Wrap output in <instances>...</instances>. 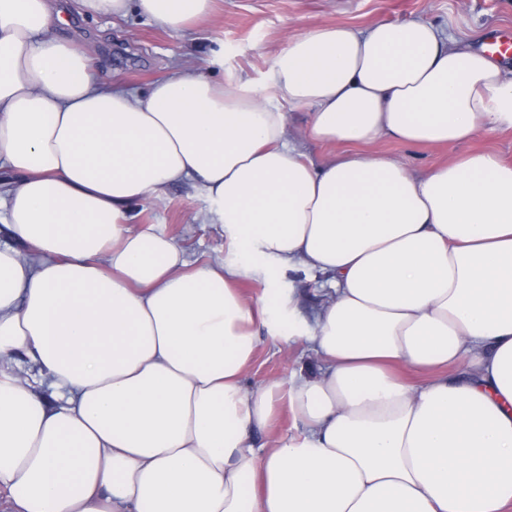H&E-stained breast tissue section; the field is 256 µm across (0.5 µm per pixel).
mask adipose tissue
<instances>
[{"label": "adipose tissue", "mask_w": 512, "mask_h": 512, "mask_svg": "<svg viewBox=\"0 0 512 512\" xmlns=\"http://www.w3.org/2000/svg\"><path fill=\"white\" fill-rule=\"evenodd\" d=\"M77 2L180 31L215 0ZM63 21L0 0L7 512H512V163L361 152L512 130V70L381 22L289 38L263 86L187 68L139 93L99 80ZM289 107L309 113L294 136ZM307 140L343 151L318 164ZM184 179L224 227L220 268L127 225ZM267 258L323 276L312 317L240 292ZM298 341L316 375L244 385L261 344ZM282 396L301 431L257 443Z\"/></svg>", "instance_id": "obj_1"}]
</instances>
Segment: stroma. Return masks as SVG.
<instances>
[{"mask_svg":"<svg viewBox=\"0 0 512 512\" xmlns=\"http://www.w3.org/2000/svg\"><path fill=\"white\" fill-rule=\"evenodd\" d=\"M420 20L482 48L490 35L512 33V0H217L207 22L174 32L132 12L109 20L69 11L62 35L93 46L102 79L119 81L139 92L182 68H198L218 81L249 80L264 84L274 57L288 37L317 26L366 28L379 22ZM489 150L512 161V132H488L474 144L416 146L390 139L366 146L369 154L403 160L418 173L455 159L470 147ZM207 199L194 181L175 183L160 198L134 205L130 226L136 231L162 232L199 265L224 261V228L204 220ZM321 278L301 269L277 270L266 262L262 271L241 284L242 292L257 298L264 288L280 293L295 289L301 308L313 306ZM314 373L313 357L301 344L285 351L261 345L245 380L258 388L290 371Z\"/></svg>","mask_w":512,"mask_h":512,"instance_id":"stroma-1","label":"stroma"}]
</instances>
